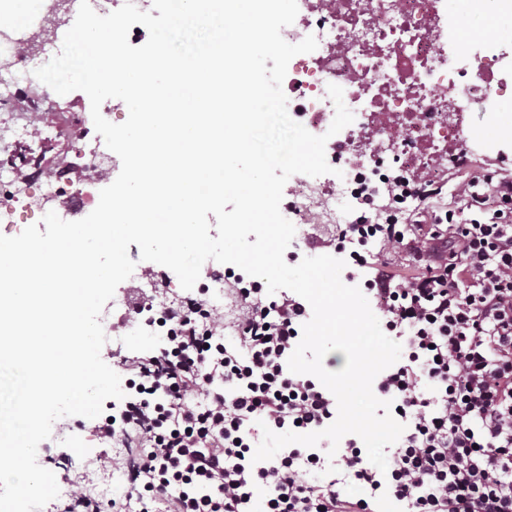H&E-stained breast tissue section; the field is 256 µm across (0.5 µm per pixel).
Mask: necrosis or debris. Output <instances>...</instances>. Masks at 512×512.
Masks as SVG:
<instances>
[{
  "label": "necrosis or debris",
  "mask_w": 512,
  "mask_h": 512,
  "mask_svg": "<svg viewBox=\"0 0 512 512\" xmlns=\"http://www.w3.org/2000/svg\"><path fill=\"white\" fill-rule=\"evenodd\" d=\"M80 0H52L32 27L14 23V0H0V224L40 222L46 211L74 221L98 204L120 162L92 122L56 107L57 95L34 69L57 55ZM294 23L283 28L292 44L307 35L315 51L296 55L284 79L291 114L310 133L328 134L332 173L302 179L285 207L324 229L353 223L339 209L358 182H378L393 171L414 172L433 191L448 159L469 165L485 131L465 122L468 112H494L512 95V46L469 32V18L448 0H297ZM344 91L353 123L328 129L335 108L328 85ZM81 163L78 178L62 169ZM342 178H335V170Z\"/></svg>",
  "instance_id": "1"
}]
</instances>
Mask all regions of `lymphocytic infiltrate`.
<instances>
[{
    "label": "lymphocytic infiltrate",
    "instance_id": "1",
    "mask_svg": "<svg viewBox=\"0 0 512 512\" xmlns=\"http://www.w3.org/2000/svg\"><path fill=\"white\" fill-rule=\"evenodd\" d=\"M464 191L467 214L407 224L397 201L415 194V177L367 184L361 204L381 193L389 201L383 222L363 214L336 236L339 250L358 243L350 260L361 268L378 243L365 294L405 347L376 379L405 426L387 471L354 440L336 478L323 482L307 479L328 465L312 448L253 462L252 420L308 433L337 416L328 390L287 367L307 302H258L255 281L239 290V347L222 342L221 317L199 295L160 317L171 324L163 347L124 359L130 392L94 427L124 453L101 457V469L127 471L139 512H159V502L160 512H249L260 490L267 512H379L384 495L399 512H512V178L475 175ZM396 254L417 266L414 276L392 274ZM133 308L146 324L160 319L153 301ZM352 481L369 486V497L350 499Z\"/></svg>",
    "mask_w": 512,
    "mask_h": 512
}]
</instances>
